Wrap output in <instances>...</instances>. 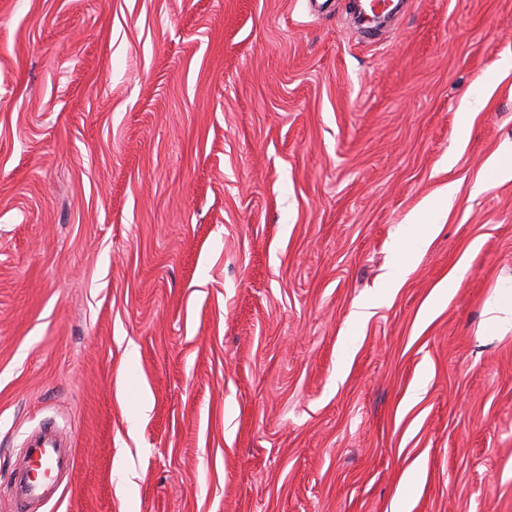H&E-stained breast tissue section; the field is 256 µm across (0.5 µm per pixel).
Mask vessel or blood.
Listing matches in <instances>:
<instances>
[{
    "instance_id": "vessel-or-blood-1",
    "label": "vessel or blood",
    "mask_w": 512,
    "mask_h": 512,
    "mask_svg": "<svg viewBox=\"0 0 512 512\" xmlns=\"http://www.w3.org/2000/svg\"><path fill=\"white\" fill-rule=\"evenodd\" d=\"M20 458L9 483L0 491L15 512H32L35 505L51 500L60 487V476L76 468L71 441L51 419L26 433Z\"/></svg>"
}]
</instances>
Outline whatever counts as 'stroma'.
<instances>
[{
	"label": "stroma",
	"mask_w": 512,
	"mask_h": 512,
	"mask_svg": "<svg viewBox=\"0 0 512 512\" xmlns=\"http://www.w3.org/2000/svg\"><path fill=\"white\" fill-rule=\"evenodd\" d=\"M508 54L512 0L372 41L348 0H0V477L52 418L78 465L41 512H512V330L478 339ZM455 190L452 184L448 185L439 196L428 204L424 214L414 220V230L410 237H404L399 245L400 266H408L426 248L431 235L440 227L438 223L441 216L452 203Z\"/></svg>",
	"instance_id": "obj_1"
}]
</instances>
